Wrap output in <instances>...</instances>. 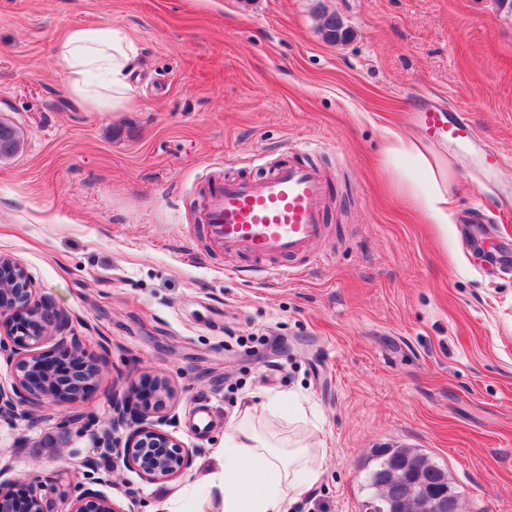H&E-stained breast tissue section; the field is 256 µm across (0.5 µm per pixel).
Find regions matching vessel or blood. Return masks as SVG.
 Returning a JSON list of instances; mask_svg holds the SVG:
<instances>
[{
    "label": "vessel or blood",
    "instance_id": "b4317fda",
    "mask_svg": "<svg viewBox=\"0 0 512 512\" xmlns=\"http://www.w3.org/2000/svg\"><path fill=\"white\" fill-rule=\"evenodd\" d=\"M422 121L431 140L468 151L477 132L443 107L426 109ZM333 186L327 172L304 160H279L257 178L228 177L209 184L198 210L212 244L261 262L271 277L285 276L281 258L312 261L311 247L325 232Z\"/></svg>",
    "mask_w": 512,
    "mask_h": 512
}]
</instances>
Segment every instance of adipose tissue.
Listing matches in <instances>:
<instances>
[{
  "label": "adipose tissue",
  "instance_id": "obj_1",
  "mask_svg": "<svg viewBox=\"0 0 512 512\" xmlns=\"http://www.w3.org/2000/svg\"><path fill=\"white\" fill-rule=\"evenodd\" d=\"M141 47L125 27L77 26L59 40L53 65L73 100L95 112H126L136 105L137 87L131 77ZM385 154L401 181L433 223L448 221V167L431 158L428 147L389 131ZM323 442L278 445L247 422L232 426L214 457L209 488L220 493L219 512H291L303 491L323 474Z\"/></svg>",
  "mask_w": 512,
  "mask_h": 512
}]
</instances>
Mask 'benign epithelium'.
Returning <instances> with one entry per match:
<instances>
[{
    "instance_id": "obj_1",
    "label": "benign epithelium",
    "mask_w": 512,
    "mask_h": 512,
    "mask_svg": "<svg viewBox=\"0 0 512 512\" xmlns=\"http://www.w3.org/2000/svg\"><path fill=\"white\" fill-rule=\"evenodd\" d=\"M48 340L69 352L80 362V339L71 334L70 318L45 301L36 298L32 281L23 267L0 256V356L14 364L15 383L12 391L0 387V418L14 414L20 406H42L47 403L72 402L79 399L88 385L99 377L95 364L82 366L77 380L64 383L55 372V360L38 347ZM165 384L159 380L146 383L138 398L112 400V433L100 441L103 452L122 462L123 466L163 480L184 474L190 465L188 449L174 437L146 422L145 415L163 402ZM130 423L135 428L124 437L114 435L118 428ZM404 472L400 460L386 459L373 479ZM424 512H445L453 505L448 489L427 486L419 490ZM398 503L389 496L371 498L364 512H398ZM0 512H51L48 502L36 490L23 495L0 483ZM66 512H134L118 506L110 497L84 490L68 501Z\"/></svg>"
}]
</instances>
